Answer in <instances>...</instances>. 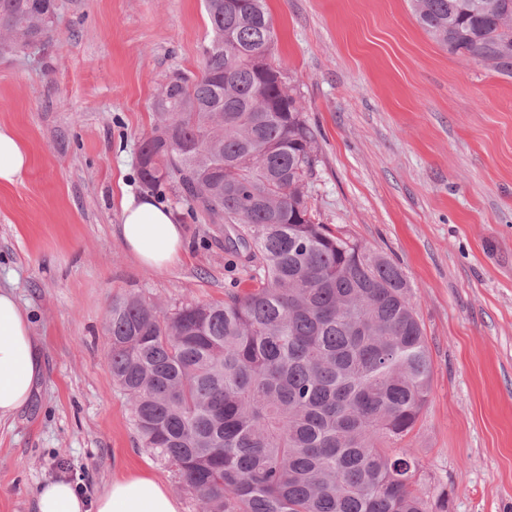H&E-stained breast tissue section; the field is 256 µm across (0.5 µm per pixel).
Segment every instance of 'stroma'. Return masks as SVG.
I'll return each instance as SVG.
<instances>
[{
	"label": "stroma",
	"mask_w": 512,
	"mask_h": 512,
	"mask_svg": "<svg viewBox=\"0 0 512 512\" xmlns=\"http://www.w3.org/2000/svg\"><path fill=\"white\" fill-rule=\"evenodd\" d=\"M270 58L318 141L309 203L333 234L405 273L433 377L403 447L421 491L447 512H512V77L460 57L417 23L408 0H267ZM56 37L0 58V122L32 165L0 188V286L28 311L43 366L30 408L0 424V512H34L65 477L96 495L150 472L200 512L166 462L139 445L107 366L113 300L219 302L252 283L234 250L171 191L181 260L141 266L117 233L141 194L138 148L176 72L199 75L204 0H57Z\"/></svg>",
	"instance_id": "stroma-1"
}]
</instances>
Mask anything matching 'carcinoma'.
Here are the masks:
<instances>
[{"instance_id":"cac0c4a2","label":"carcinoma","mask_w":512,"mask_h":512,"mask_svg":"<svg viewBox=\"0 0 512 512\" xmlns=\"http://www.w3.org/2000/svg\"><path fill=\"white\" fill-rule=\"evenodd\" d=\"M452 54L512 75V0H410ZM200 75L169 77L141 143L142 184L231 227L254 282L222 303L112 301V381L140 445L201 512H432L424 463L390 444L428 398L432 361L410 285L387 256L333 235L308 206L316 135L258 60L266 0H205ZM56 0H0V57L58 32Z\"/></svg>"}]
</instances>
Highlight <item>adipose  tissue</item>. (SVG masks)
Here are the masks:
<instances>
[{"label": "adipose tissue", "mask_w": 512, "mask_h": 512, "mask_svg": "<svg viewBox=\"0 0 512 512\" xmlns=\"http://www.w3.org/2000/svg\"><path fill=\"white\" fill-rule=\"evenodd\" d=\"M30 165L27 144L13 126L0 123V187L16 185ZM117 231L138 262L154 271L168 270L185 249L183 227L172 210L148 196L124 197ZM39 377L28 315L12 291L0 289V423L30 404ZM35 510L183 512V504L150 474L136 473L114 479L93 498L78 491L66 478L45 480L35 492Z\"/></svg>", "instance_id": "obj_1"}]
</instances>
